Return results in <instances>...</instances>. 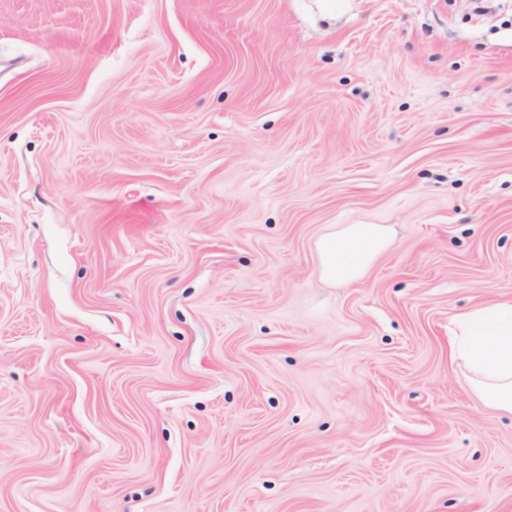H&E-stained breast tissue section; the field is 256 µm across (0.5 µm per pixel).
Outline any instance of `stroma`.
<instances>
[{"instance_id":"35a3bbf8","label":"stroma","mask_w":512,"mask_h":512,"mask_svg":"<svg viewBox=\"0 0 512 512\" xmlns=\"http://www.w3.org/2000/svg\"><path fill=\"white\" fill-rule=\"evenodd\" d=\"M0 0V512H512L452 361L512 296V0ZM388 224L355 284L331 225Z\"/></svg>"}]
</instances>
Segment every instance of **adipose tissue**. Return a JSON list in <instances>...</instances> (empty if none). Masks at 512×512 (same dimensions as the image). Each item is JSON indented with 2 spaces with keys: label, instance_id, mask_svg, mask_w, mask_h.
Returning <instances> with one entry per match:
<instances>
[{
  "label": "adipose tissue",
  "instance_id": "ef3b65f1",
  "mask_svg": "<svg viewBox=\"0 0 512 512\" xmlns=\"http://www.w3.org/2000/svg\"><path fill=\"white\" fill-rule=\"evenodd\" d=\"M393 231L384 224H346L316 243L324 280L352 284L361 279L391 245ZM451 357L468 371L478 398L512 413V299L458 315Z\"/></svg>",
  "mask_w": 512,
  "mask_h": 512
}]
</instances>
